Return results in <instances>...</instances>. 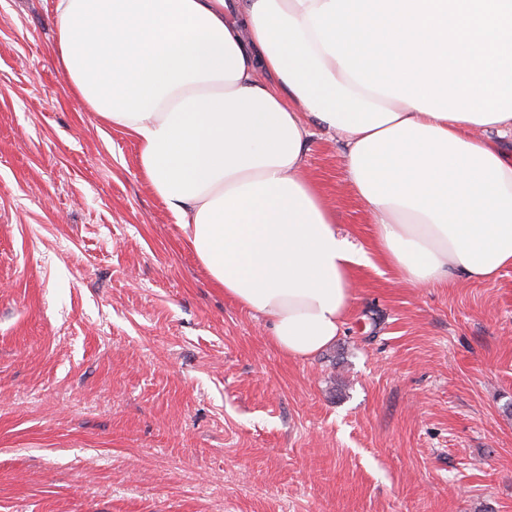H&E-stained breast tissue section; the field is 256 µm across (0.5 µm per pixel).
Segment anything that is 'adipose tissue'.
Here are the masks:
<instances>
[{
    "instance_id": "obj_1",
    "label": "adipose tissue",
    "mask_w": 512,
    "mask_h": 512,
    "mask_svg": "<svg viewBox=\"0 0 512 512\" xmlns=\"http://www.w3.org/2000/svg\"><path fill=\"white\" fill-rule=\"evenodd\" d=\"M73 95L136 140L152 192L286 357L339 336L353 273L417 287L512 267V0H53ZM345 145L372 249L305 172Z\"/></svg>"
}]
</instances>
